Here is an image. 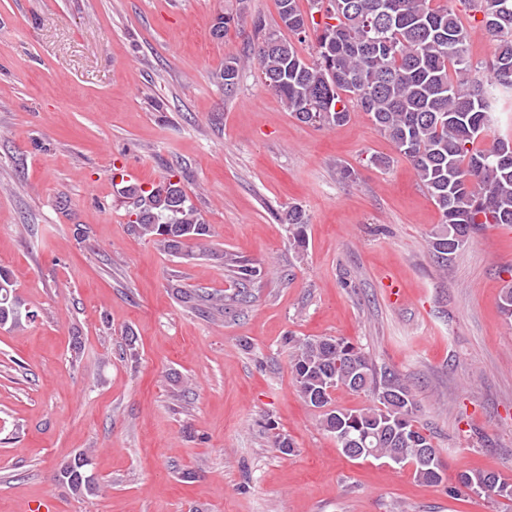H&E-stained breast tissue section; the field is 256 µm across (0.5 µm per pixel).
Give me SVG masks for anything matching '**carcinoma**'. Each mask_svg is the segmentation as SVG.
Segmentation results:
<instances>
[{
  "label": "carcinoma",
  "mask_w": 512,
  "mask_h": 512,
  "mask_svg": "<svg viewBox=\"0 0 512 512\" xmlns=\"http://www.w3.org/2000/svg\"><path fill=\"white\" fill-rule=\"evenodd\" d=\"M325 22L309 28L299 0H277L281 25L263 33L255 57L264 83L289 112L307 124L337 127L351 118L347 102L366 113L380 134L413 166L420 186L441 213L431 240L433 255L446 263L472 234L488 224H512V136L483 145L489 117L504 97H512V0H470L481 14L479 28L495 43L480 67L470 56L471 27L435 0H309ZM315 35V55L296 47ZM138 196L130 220L138 236L161 250L180 254L211 236L210 225L180 183ZM293 239L304 244L308 217L297 206L284 215ZM224 271L234 292H183L184 299H206L230 314L250 297L261 268L250 259L224 252ZM34 315L16 293L10 273L0 270V327L16 329ZM290 368L308 405L322 410L321 426L349 459H385L412 469L420 483L441 482L424 449L429 438L416 426L417 403L395 372L378 369L362 350L336 337L289 336ZM338 388L369 392L373 403L358 409L332 407ZM55 480L80 497H95L100 482L91 456L74 455ZM458 482L494 503L512 500V482L494 472L465 469Z\"/></svg>",
  "instance_id": "obj_1"
}]
</instances>
